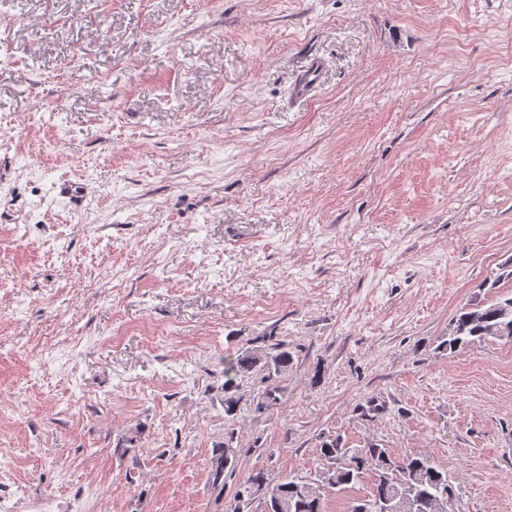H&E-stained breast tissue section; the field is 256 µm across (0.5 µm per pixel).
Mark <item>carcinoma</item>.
<instances>
[{
	"mask_svg": "<svg viewBox=\"0 0 512 512\" xmlns=\"http://www.w3.org/2000/svg\"><path fill=\"white\" fill-rule=\"evenodd\" d=\"M489 338L512 341V293L502 294L491 304L472 303L453 319L448 338L438 351L455 352ZM293 359L288 346L278 343L275 353L261 346L241 350L224 362V415L237 414L241 397L239 381L250 374L263 371L272 380L288 370ZM234 434L213 449L210 459L212 486L224 492V472L234 465L236 456L226 457L224 449L233 447ZM320 457L326 462L319 482H305L298 478L272 483L262 471H253L239 485L250 490L252 498H262L264 512H324L325 493L358 484L368 478L370 491L353 503L349 512L368 503H386L390 512H441L446 500L455 497L448 474L440 471L430 457L410 453L394 457L376 444L365 448H344L332 440L320 448Z\"/></svg>",
	"mask_w": 512,
	"mask_h": 512,
	"instance_id": "carcinoma-1",
	"label": "carcinoma"
}]
</instances>
